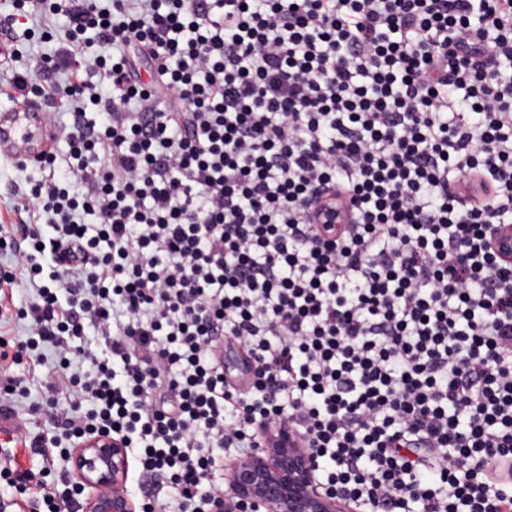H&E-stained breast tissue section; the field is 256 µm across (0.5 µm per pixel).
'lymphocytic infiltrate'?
I'll return each mask as SVG.
<instances>
[{
	"instance_id": "lymphocytic-infiltrate-1",
	"label": "lymphocytic infiltrate",
	"mask_w": 512,
	"mask_h": 512,
	"mask_svg": "<svg viewBox=\"0 0 512 512\" xmlns=\"http://www.w3.org/2000/svg\"><path fill=\"white\" fill-rule=\"evenodd\" d=\"M110 2L0 17L9 41L66 20L40 63L68 150L0 224V295L31 293L26 342L59 356L44 414L139 441L180 489L144 512H216L215 450L251 453L266 423L307 435L355 512H512V263L491 245L512 223V80L485 72L512 64V0ZM338 191L350 222L326 237L315 203ZM221 339L252 391L225 383ZM22 383L0 416L45 457L14 423ZM0 476L19 512L52 497Z\"/></svg>"
}]
</instances>
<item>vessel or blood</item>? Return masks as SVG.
<instances>
[{
  "instance_id": "b4317fda",
  "label": "vessel or blood",
  "mask_w": 512,
  "mask_h": 512,
  "mask_svg": "<svg viewBox=\"0 0 512 512\" xmlns=\"http://www.w3.org/2000/svg\"><path fill=\"white\" fill-rule=\"evenodd\" d=\"M60 136L42 107L28 100L18 101L0 113V160L24 167L40 164Z\"/></svg>"
}]
</instances>
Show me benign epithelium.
<instances>
[{
    "label": "benign epithelium",
    "mask_w": 512,
    "mask_h": 512,
    "mask_svg": "<svg viewBox=\"0 0 512 512\" xmlns=\"http://www.w3.org/2000/svg\"><path fill=\"white\" fill-rule=\"evenodd\" d=\"M317 209L320 224L339 230L349 223L344 198L324 199ZM493 246L512 261V224L494 228ZM260 433L261 448L224 468L220 512H352L346 499L318 484L315 455L302 435L280 423L265 424ZM130 461L128 440L107 432L69 451V485L82 496V512H140L141 504L127 493Z\"/></svg>",
    "instance_id": "benign-epithelium-1"
}]
</instances>
